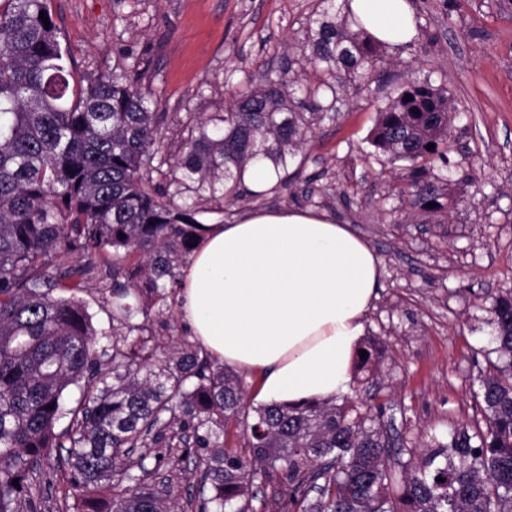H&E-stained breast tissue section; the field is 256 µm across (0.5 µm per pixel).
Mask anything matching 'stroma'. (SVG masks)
<instances>
[{"label": "stroma", "instance_id": "obj_1", "mask_svg": "<svg viewBox=\"0 0 512 512\" xmlns=\"http://www.w3.org/2000/svg\"><path fill=\"white\" fill-rule=\"evenodd\" d=\"M413 6L416 40L381 47L378 81L349 88L336 122L314 127L300 177L260 198L203 201L198 219L223 224L255 207L325 210L372 246L382 273L365 327L382 355L372 383L347 393L377 395L391 433L420 451L481 422L474 394L489 365L488 310L512 293V15L493 0ZM319 9L320 0H52L77 77L142 64L143 84L171 118V147L193 117L222 111L239 86L268 76L289 86L317 81L302 46ZM442 76L459 113L449 163L427 179L448 186L457 204L414 215L396 190L408 170L380 167L368 137L378 108L404 82ZM468 170L476 180L460 183ZM287 503L281 476L255 478L249 512H284Z\"/></svg>", "mask_w": 512, "mask_h": 512}]
</instances>
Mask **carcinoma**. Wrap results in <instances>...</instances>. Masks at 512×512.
Wrapping results in <instances>:
<instances>
[{
	"mask_svg": "<svg viewBox=\"0 0 512 512\" xmlns=\"http://www.w3.org/2000/svg\"><path fill=\"white\" fill-rule=\"evenodd\" d=\"M321 4L303 46L316 84L248 85L169 151L167 115L149 87L125 68L71 82L51 0H0V512H42L58 482L73 499L67 512H95L99 492L106 512H180L173 487L148 480L137 448L159 467L176 454L204 465L201 497L187 502L198 512H246L259 471L281 473L291 512H512V294L490 310L498 363L475 392L485 428H456L418 454H392L374 395L250 408L238 374L188 342L159 360V337L133 323L146 299L159 304L177 285L201 201L237 198L252 160L299 176L289 168L313 126L336 120L349 86L375 81L380 43L351 29L336 0ZM454 112L445 83L429 78L378 109L369 143L388 164H408L403 194L414 213L452 206L419 175L448 165ZM168 175L171 193L157 182ZM134 255L143 262L130 263ZM100 264L112 279L110 383L76 297ZM364 351L356 370L367 380L381 351ZM72 385L81 398L68 409ZM239 419L247 457L226 446ZM63 447L66 457L44 467Z\"/></svg>",
	"mask_w": 512,
	"mask_h": 512,
	"instance_id": "1",
	"label": "carcinoma"
}]
</instances>
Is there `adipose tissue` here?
I'll return each mask as SVG.
<instances>
[{"instance_id":"ef3b65f1","label":"adipose tissue","mask_w":512,"mask_h":512,"mask_svg":"<svg viewBox=\"0 0 512 512\" xmlns=\"http://www.w3.org/2000/svg\"><path fill=\"white\" fill-rule=\"evenodd\" d=\"M376 40L418 34L411 0H350ZM181 271L179 315L226 368L253 373L260 404L325 402L345 392L377 297L380 261L327 212L260 209L199 224Z\"/></svg>"}]
</instances>
